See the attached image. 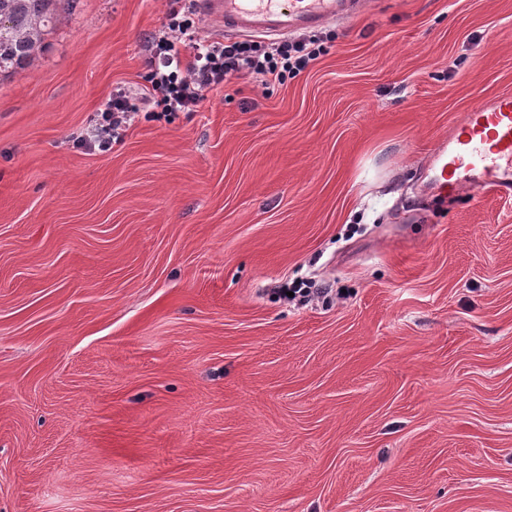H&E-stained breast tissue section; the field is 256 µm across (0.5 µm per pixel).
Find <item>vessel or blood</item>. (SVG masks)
Masks as SVG:
<instances>
[{
  "label": "vessel or blood",
  "instance_id": "obj_1",
  "mask_svg": "<svg viewBox=\"0 0 512 512\" xmlns=\"http://www.w3.org/2000/svg\"><path fill=\"white\" fill-rule=\"evenodd\" d=\"M228 35L288 36L351 19L367 0H195ZM428 193L443 198L463 187L512 196V95L464 112L426 168Z\"/></svg>",
  "mask_w": 512,
  "mask_h": 512
}]
</instances>
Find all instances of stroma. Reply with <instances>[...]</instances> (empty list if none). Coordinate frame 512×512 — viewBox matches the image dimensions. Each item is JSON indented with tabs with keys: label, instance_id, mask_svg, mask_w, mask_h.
<instances>
[{
	"label": "stroma",
	"instance_id": "35a3bbf8",
	"mask_svg": "<svg viewBox=\"0 0 512 512\" xmlns=\"http://www.w3.org/2000/svg\"><path fill=\"white\" fill-rule=\"evenodd\" d=\"M166 9L79 0L0 75V512H512V197L422 191L512 0H378L76 149Z\"/></svg>",
	"mask_w": 512,
	"mask_h": 512
}]
</instances>
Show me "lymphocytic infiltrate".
<instances>
[{
  "mask_svg": "<svg viewBox=\"0 0 512 512\" xmlns=\"http://www.w3.org/2000/svg\"><path fill=\"white\" fill-rule=\"evenodd\" d=\"M148 51L141 96L149 115L160 119L195 111L211 90L234 76L253 75L264 86L283 82L317 60L322 44L315 34L270 47L249 39L210 41L201 36L193 9L182 7L180 0H168L166 22L150 37ZM135 117L127 90L114 87L76 143L89 152L108 153Z\"/></svg>",
  "mask_w": 512,
  "mask_h": 512,
  "instance_id": "f902f5d3",
  "label": "lymphocytic infiltrate"
}]
</instances>
